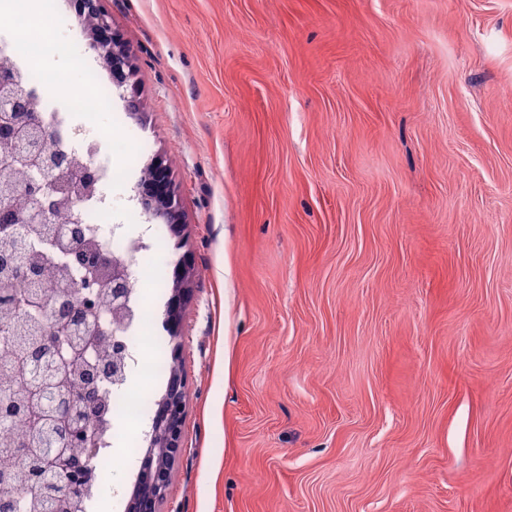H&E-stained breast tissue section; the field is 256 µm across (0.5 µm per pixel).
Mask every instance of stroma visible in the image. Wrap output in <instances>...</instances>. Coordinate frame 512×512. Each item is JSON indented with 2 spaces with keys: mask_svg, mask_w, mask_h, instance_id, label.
I'll list each match as a JSON object with an SVG mask.
<instances>
[{
  "mask_svg": "<svg viewBox=\"0 0 512 512\" xmlns=\"http://www.w3.org/2000/svg\"><path fill=\"white\" fill-rule=\"evenodd\" d=\"M96 127L168 159L193 267L160 512H512V0H102ZM71 83L112 74L53 0ZM100 2V0H81L79 2V19L92 18V23L88 27L92 30L89 48L96 53L109 70H112L115 81L118 83L131 81L134 77V69L129 47L117 35L113 34L112 39H105L101 36L104 31L112 29V18L102 9Z\"/></svg>",
  "mask_w": 512,
  "mask_h": 512,
  "instance_id": "1",
  "label": "stroma"
}]
</instances>
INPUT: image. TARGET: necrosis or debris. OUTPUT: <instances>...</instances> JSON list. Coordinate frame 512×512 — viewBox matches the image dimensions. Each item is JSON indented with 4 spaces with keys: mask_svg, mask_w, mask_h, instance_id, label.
Returning a JSON list of instances; mask_svg holds the SVG:
<instances>
[{
    "mask_svg": "<svg viewBox=\"0 0 512 512\" xmlns=\"http://www.w3.org/2000/svg\"><path fill=\"white\" fill-rule=\"evenodd\" d=\"M55 46L45 40L31 41L21 35L17 22L10 17L0 16V59H8L20 75H33L31 88L39 102V111L44 124L58 130L56 139L41 143L43 155L57 152L74 154L77 159L92 163L101 173L96 193L78 202L76 213L86 224L90 236L110 252L125 258L128 279L132 288L129 307L134 315L133 335L127 336L129 350L128 370L143 377L164 374L165 369L158 362L146 359L140 347L147 335L151 334L154 315L144 300L143 290L149 280L144 257L151 247H160L165 236L161 227H154L151 244H143L140 239L130 238L117 231L116 227L105 224L102 205L112 182L121 180L124 170L111 161L101 160L100 141L93 128L86 123L74 124L68 119L69 113L92 114L98 102L110 97L108 84L96 80L85 96H73L66 92L59 78L39 72L34 61L54 52ZM149 403L143 400L130 384L116 385L112 388V416L109 419L96 458L105 460L117 450H129L128 418L130 415L147 411Z\"/></svg>",
    "mask_w": 512,
    "mask_h": 512,
    "instance_id": "obj_1",
    "label": "necrosis or debris"
}]
</instances>
